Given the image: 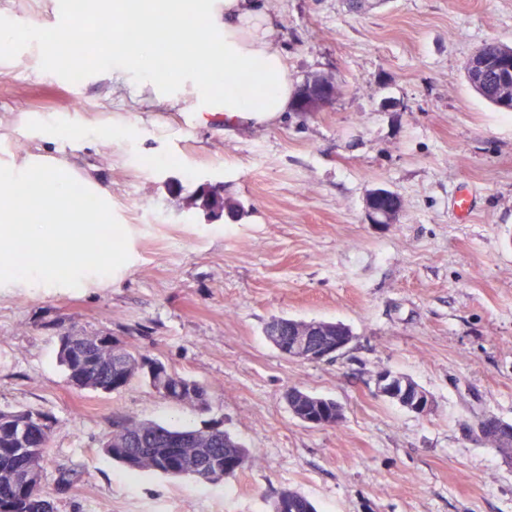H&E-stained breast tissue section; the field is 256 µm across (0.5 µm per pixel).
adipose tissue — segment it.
Here are the masks:
<instances>
[{
    "mask_svg": "<svg viewBox=\"0 0 512 512\" xmlns=\"http://www.w3.org/2000/svg\"><path fill=\"white\" fill-rule=\"evenodd\" d=\"M182 11L203 17L214 32V39L193 40L186 29L173 24L167 28L169 43L182 52L177 73L146 71V58L156 53L150 42L141 54L126 58L123 68L147 72L149 81L163 95L168 94L174 78L191 81L203 112L216 108L208 91L213 71L247 79L255 86L256 96L244 97L228 90L217 107L225 121L232 124L271 123L292 108L295 91L288 70L268 38L274 19L259 8L256 0H183Z\"/></svg>",
    "mask_w": 512,
    "mask_h": 512,
    "instance_id": "1",
    "label": "adipose tissue"
}]
</instances>
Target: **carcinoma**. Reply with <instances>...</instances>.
Masks as SVG:
<instances>
[{
    "label": "carcinoma",
    "instance_id": "1",
    "mask_svg": "<svg viewBox=\"0 0 512 512\" xmlns=\"http://www.w3.org/2000/svg\"><path fill=\"white\" fill-rule=\"evenodd\" d=\"M191 204L218 216L227 214L233 217L237 214L236 204L224 196L222 188L196 190ZM64 337H78L81 342L92 345L91 351L82 357L71 355V347L67 343L58 353L66 378L80 390L123 391L137 380L133 372L123 375L124 368L120 366L123 359L155 362L145 354L128 349L120 356L114 354V347L104 334L98 336V344L78 332H68ZM161 368L162 372L156 374L149 385L162 397L186 405L188 401L180 391L183 387L196 389L206 396V401H212L215 394L212 386L183 376L164 364ZM24 414L30 426L26 434L17 428L11 430L0 425V512H53L46 487L35 486L27 497L17 494V472L30 462L45 467L52 434L50 418L27 410ZM104 452L134 474L190 477L210 485L224 482L225 459L236 458L244 467L251 459V453L222 429L177 428L124 416L118 417L113 437L105 444ZM288 499L297 503L296 512H316L306 497L289 489L279 494L273 509H278L279 504Z\"/></svg>",
    "mask_w": 512,
    "mask_h": 512
}]
</instances>
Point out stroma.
<instances>
[{"label": "stroma", "instance_id": "1", "mask_svg": "<svg viewBox=\"0 0 512 512\" xmlns=\"http://www.w3.org/2000/svg\"><path fill=\"white\" fill-rule=\"evenodd\" d=\"M294 86L334 77L335 102L236 126L172 105L136 72L132 43L76 63L47 53L66 0H0V165L66 164L126 230L128 262L80 287L0 285V411L52 417L55 512H272L285 489L317 512H512V464L476 435L512 423V112L469 84L467 59L512 46V0H262ZM220 183L238 218L190 204ZM396 193V223L368 194ZM472 207L460 216L459 192ZM348 326L335 358L289 360L274 318ZM107 333L218 385L208 410L134 382L73 388L59 338ZM389 370L432 397L419 416L376 395ZM338 402L335 427L290 412V387ZM218 427L253 454L218 485L127 475L103 451L116 416ZM71 483L57 490L60 472ZM400 198L393 192L377 188L366 199L369 221L373 224H393L400 212Z\"/></svg>", "mask_w": 512, "mask_h": 512}]
</instances>
